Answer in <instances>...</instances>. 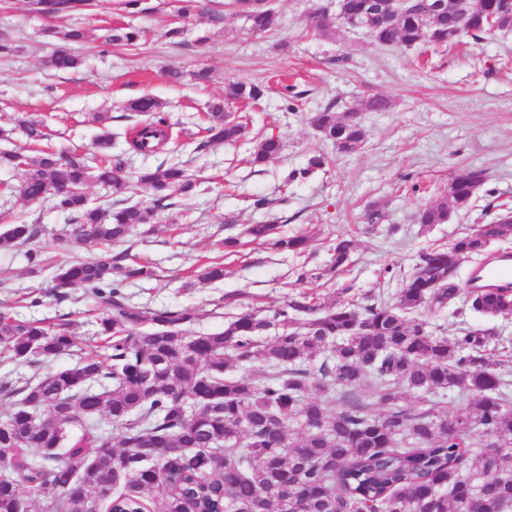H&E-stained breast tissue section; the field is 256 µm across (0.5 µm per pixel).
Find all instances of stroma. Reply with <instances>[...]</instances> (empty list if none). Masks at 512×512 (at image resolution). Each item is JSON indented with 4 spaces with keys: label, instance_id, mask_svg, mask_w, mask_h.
Listing matches in <instances>:
<instances>
[{
    "label": "stroma",
    "instance_id": "1",
    "mask_svg": "<svg viewBox=\"0 0 512 512\" xmlns=\"http://www.w3.org/2000/svg\"><path fill=\"white\" fill-rule=\"evenodd\" d=\"M331 2L270 0L277 27L252 35L242 18L229 13L216 26L196 15L179 17L176 0H141V12L133 15L117 7L116 0H100L97 10L69 19L40 15L29 0H0V36L10 37L16 47L13 56L0 60V127L12 129L15 114L28 112L45 120L55 149L89 152L100 131L89 116L105 112L118 133L112 152L124 157L127 173L177 158L188 161L199 182L193 195L173 194L151 228L115 245V252H129L159 270L158 279L128 287L133 302L195 309L200 315L195 331L210 333L221 331L238 313L255 307L274 310L302 293L324 300L344 293L352 299L409 275L420 249L447 245L458 232L482 223L489 199L512 204V30L435 52L421 44L390 48L341 24L328 33L309 31L307 15ZM173 22L183 27L184 44L165 39ZM73 24L87 32L77 49L81 62L72 72L58 74L44 65L59 44L46 30ZM128 27L143 31L138 46L105 44V29ZM170 68L182 72L180 82L166 78ZM201 68L210 69L209 84L192 81V72ZM235 79L267 88L247 112L245 140L197 150L208 104L223 96L226 81ZM287 84L296 93L291 104L283 95ZM144 95L162 100L174 121L164 151L148 157L131 152L123 138L131 125L122 116L123 106ZM373 96L388 98L391 107L362 111L363 148L336 159L309 181L286 184L292 168L331 151L310 126V113L331 103L340 112L360 109ZM266 134L282 139L283 152L266 166L252 167L246 159ZM463 166L488 171L485 192L451 223L423 230L416 213L439 200L450 173ZM21 179V170L0 164V227L21 217L38 220L44 257L55 262L83 256V249L69 241L70 214L47 202L26 204L13 192ZM414 181L419 190L411 189ZM255 196L274 199V207L253 210ZM372 203L384 219L367 233L359 216ZM266 221L283 233L310 236L312 255L280 254L243 237L246 225ZM347 233L357 240L347 268L329 281L299 278L300 266L327 264L331 245ZM230 236L239 239L236 249L223 245ZM209 258L223 260V282L189 285L192 270ZM30 293L41 295L43 302L20 308V315L64 319L80 341L88 340L96 316L93 298L77 290L70 300L58 302L45 295L40 279L28 275L23 249L0 248V304Z\"/></svg>",
    "mask_w": 512,
    "mask_h": 512
}]
</instances>
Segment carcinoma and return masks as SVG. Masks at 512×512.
Instances as JSON below:
<instances>
[{
  "label": "carcinoma",
  "mask_w": 512,
  "mask_h": 512,
  "mask_svg": "<svg viewBox=\"0 0 512 512\" xmlns=\"http://www.w3.org/2000/svg\"><path fill=\"white\" fill-rule=\"evenodd\" d=\"M388 22L367 20L370 37L386 47L462 42L448 14H426L425 0ZM512 0H475L472 41L493 29L511 30L512 16L500 19ZM48 16L92 11V0H37ZM179 12L213 24L224 15L202 0H180ZM249 30H272L269 8L246 16ZM61 42L47 67L75 69L74 46L86 39L81 28L55 32ZM135 29L112 33L106 42L137 46ZM265 88L232 80L224 100L211 106L197 150L238 142L247 118L234 119L224 104H257ZM151 95L129 101L125 111L146 117L127 136L129 147L151 155L168 143L170 117ZM31 147L0 152V163L19 168L20 196L45 200L73 216L71 242L88 255L48 267L41 259L37 224H8L0 247L24 246L28 274L45 279L58 300L73 289L91 294L100 310L98 350L87 354L67 323L20 318L0 311V351L18 364L77 353L72 367L21 378L0 388L13 398L0 419V512H27L20 487L49 495V512H149L145 495L164 488L156 512H512V339L479 328L465 317L512 315V290L482 292L463 287L459 271L480 264L498 244H512V209L489 201L491 219L457 233L448 246L418 254L408 278L394 291H370L359 300L322 302L306 294L268 315L243 312L224 329L199 333L192 308H148L131 301L125 288L153 280L151 265L114 254L111 245L131 231L152 224L176 191L188 195L195 183L186 162L163 161L129 176L122 157L109 154L116 134L102 131L94 148L104 156L90 164L74 149L55 150L45 123L17 117ZM309 123L332 144L336 156L357 153L366 140L359 113L340 116L328 106ZM279 137L261 138L249 163L262 166L278 158ZM318 153L289 171L286 182H304L329 163ZM488 180L485 169L460 167L450 173L445 199L420 209L424 228L446 224L468 208ZM97 183L116 194L146 189L151 203H95L86 188ZM247 234L282 253L301 254L304 235L280 236L270 223L251 224ZM356 240L347 234L331 246L327 272L347 266ZM198 282L224 280L218 260L197 266ZM453 309L460 317L453 335L441 333L422 312ZM274 325L286 330L264 337ZM260 366L264 382L228 377L230 364ZM372 377L371 389L355 388ZM321 392L308 396L310 388ZM418 393L409 402L403 390ZM455 393L467 400L462 412L439 411L437 398ZM107 416L117 437L102 428ZM82 434L72 438L71 427ZM296 427L300 438L289 436ZM483 444L472 447L473 439Z\"/></svg>",
  "instance_id": "cac0c4a2"
}]
</instances>
